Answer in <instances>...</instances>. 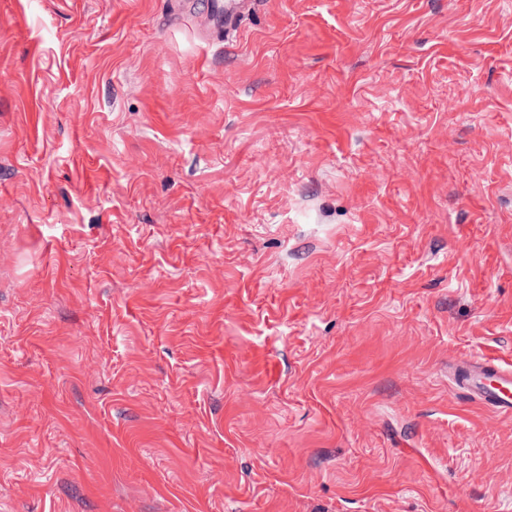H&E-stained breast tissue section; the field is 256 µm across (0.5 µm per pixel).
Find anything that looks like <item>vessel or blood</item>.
Masks as SVG:
<instances>
[{
    "instance_id": "b4317fda",
    "label": "vessel or blood",
    "mask_w": 512,
    "mask_h": 512,
    "mask_svg": "<svg viewBox=\"0 0 512 512\" xmlns=\"http://www.w3.org/2000/svg\"><path fill=\"white\" fill-rule=\"evenodd\" d=\"M458 387L499 414L512 416V369L485 359L465 364L456 375Z\"/></svg>"
}]
</instances>
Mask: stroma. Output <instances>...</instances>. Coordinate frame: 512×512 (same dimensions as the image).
<instances>
[{"instance_id": "obj_1", "label": "stroma", "mask_w": 512, "mask_h": 512, "mask_svg": "<svg viewBox=\"0 0 512 512\" xmlns=\"http://www.w3.org/2000/svg\"><path fill=\"white\" fill-rule=\"evenodd\" d=\"M512 0H0V512H512ZM456 384L505 417L512 416V370L492 359L471 361L456 375Z\"/></svg>"}]
</instances>
